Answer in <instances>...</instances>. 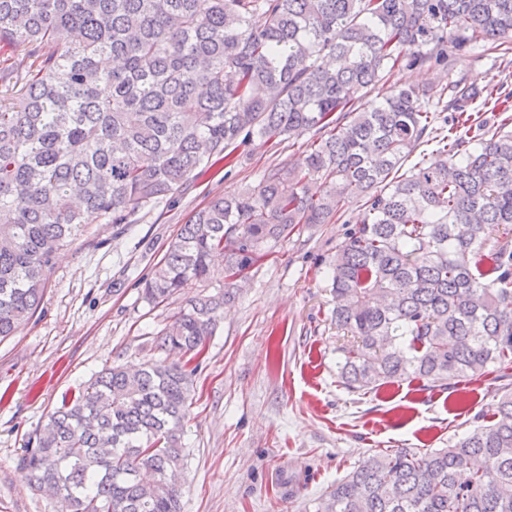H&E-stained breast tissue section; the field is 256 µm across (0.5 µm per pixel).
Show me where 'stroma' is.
<instances>
[{"instance_id":"obj_1","label":"stroma","mask_w":512,"mask_h":512,"mask_svg":"<svg viewBox=\"0 0 512 512\" xmlns=\"http://www.w3.org/2000/svg\"><path fill=\"white\" fill-rule=\"evenodd\" d=\"M459 72L483 94L506 86L512 68L491 56ZM481 98L469 110L486 130L501 113ZM312 133L240 146L187 182L173 201L141 210L134 224H92L54 260L43 302L0 342V512H61L32 490L20 458L64 395L108 366L159 358V332L183 304L153 306L142 294L182 224L213 197L257 186L264 172L296 161ZM360 202L326 224H302L276 244L224 307L194 382L185 424L183 512H310L312 502L380 449L445 448L489 422L512 369L448 388L416 379L365 395L341 383L338 349L348 336L331 320L329 262Z\"/></svg>"}]
</instances>
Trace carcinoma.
<instances>
[{"instance_id": "1", "label": "carcinoma", "mask_w": 512, "mask_h": 512, "mask_svg": "<svg viewBox=\"0 0 512 512\" xmlns=\"http://www.w3.org/2000/svg\"><path fill=\"white\" fill-rule=\"evenodd\" d=\"M488 43L512 65V0H0V48L25 51L0 59V341L36 312L83 228L134 223L242 144L323 133L182 225L143 295L162 304L224 257L223 289L188 298L160 332V351L189 360L107 367L63 398L21 458L31 487L57 488L63 512H181L191 362L238 275L357 199L363 214L329 263L331 317L353 337L342 384L444 387L511 366L512 118L466 136L479 93L452 78ZM402 65L447 83H390ZM431 102L454 120L431 161L404 172ZM315 512H512V391L446 448L367 458Z\"/></svg>"}]
</instances>
